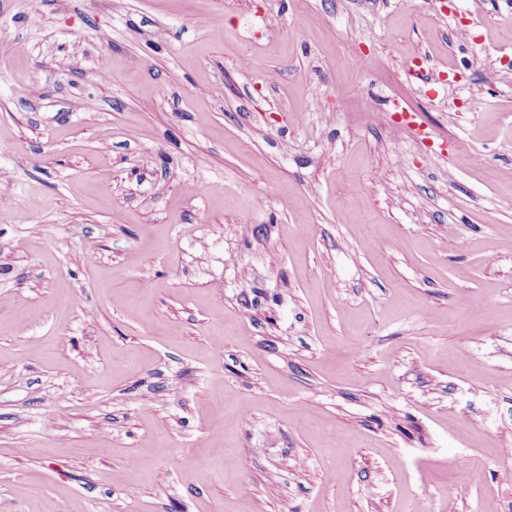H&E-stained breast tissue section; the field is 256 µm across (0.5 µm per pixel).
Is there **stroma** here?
Masks as SVG:
<instances>
[{
	"label": "stroma",
	"mask_w": 512,
	"mask_h": 512,
	"mask_svg": "<svg viewBox=\"0 0 512 512\" xmlns=\"http://www.w3.org/2000/svg\"><path fill=\"white\" fill-rule=\"evenodd\" d=\"M1 196L0 512H512L504 0H0Z\"/></svg>",
	"instance_id": "35a3bbf8"
}]
</instances>
